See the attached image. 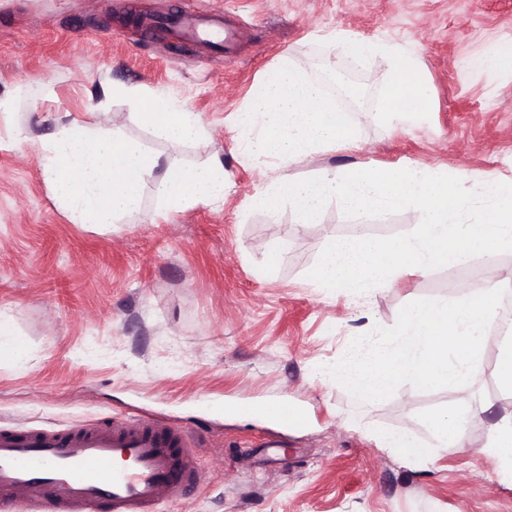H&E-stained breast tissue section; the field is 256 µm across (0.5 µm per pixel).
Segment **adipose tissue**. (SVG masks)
<instances>
[{
    "instance_id": "obj_1",
    "label": "adipose tissue",
    "mask_w": 512,
    "mask_h": 512,
    "mask_svg": "<svg viewBox=\"0 0 512 512\" xmlns=\"http://www.w3.org/2000/svg\"><path fill=\"white\" fill-rule=\"evenodd\" d=\"M401 76L389 88L380 109L406 118L425 111L426 88L418 68L392 46ZM118 92L141 108V120L161 140L191 141L206 129L195 113L143 86ZM240 128L256 129L249 151L256 164L276 159L296 162L315 149L350 147L354 131L348 112L337 107L322 87L304 73L283 68L264 85L252 106L238 118ZM159 160L116 131L77 121L61 125L45 148L42 172L57 203L77 224H110L136 211L145 176ZM224 167L215 162L198 169L168 171L162 184L166 209L179 210L199 199L221 200Z\"/></svg>"
}]
</instances>
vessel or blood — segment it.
I'll return each instance as SVG.
<instances>
[{
  "instance_id": "obj_1",
  "label": "vessel or blood",
  "mask_w": 512,
  "mask_h": 512,
  "mask_svg": "<svg viewBox=\"0 0 512 512\" xmlns=\"http://www.w3.org/2000/svg\"><path fill=\"white\" fill-rule=\"evenodd\" d=\"M283 428L305 415L269 405ZM193 433L144 418L63 428L0 425V512H152L199 479Z\"/></svg>"
}]
</instances>
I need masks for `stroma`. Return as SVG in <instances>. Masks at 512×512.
I'll return each mask as SVG.
<instances>
[{
	"label": "stroma",
	"instance_id": "35a3bbf8",
	"mask_svg": "<svg viewBox=\"0 0 512 512\" xmlns=\"http://www.w3.org/2000/svg\"><path fill=\"white\" fill-rule=\"evenodd\" d=\"M189 4L222 27L221 45L148 27ZM335 31L417 60L427 89L418 120L401 128L377 110L395 64L351 55L329 41ZM510 41L512 0H0V97L19 83L29 90L0 114V314L24 346L21 359L0 356V422L137 414L189 427L208 402L223 403L200 433L198 487L157 512H512V479L483 451L488 425L512 413L497 379L502 334L486 336L483 368L463 386L404 384L365 403L327 371L355 336L393 326L403 305L468 297V270L512 296V252L405 267L357 303L308 277L326 237L408 234L414 211L349 217L332 203L303 224L292 207L252 205L280 178L340 177L362 164L419 162L466 186L512 182V69L486 61ZM319 57L354 73L355 147L257 165L238 114L277 69L310 75ZM140 85L197 114L206 136L156 138L112 92ZM85 120L159 159L138 211L115 224L73 223L42 176L57 128ZM216 160L222 200L161 206L166 170ZM283 399L304 411V428L279 430L261 413ZM470 409L479 416L466 445L435 447L432 414ZM401 430L429 448L426 461L383 448L381 437ZM272 437L278 449L267 448Z\"/></svg>",
	"mask_w": 512,
	"mask_h": 512
}]
</instances>
